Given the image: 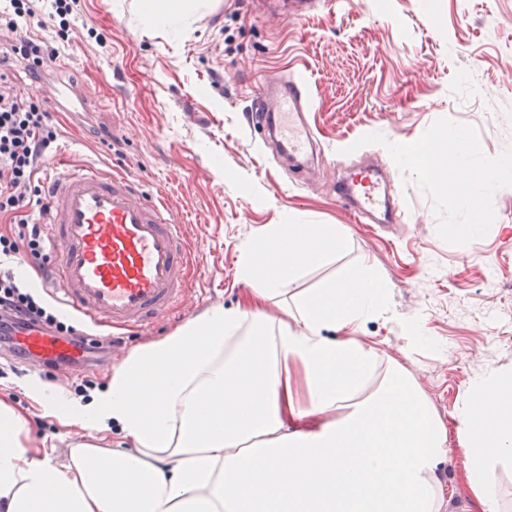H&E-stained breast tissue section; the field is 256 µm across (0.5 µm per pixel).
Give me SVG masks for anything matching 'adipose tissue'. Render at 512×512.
<instances>
[{
  "label": "adipose tissue",
  "instance_id": "adipose-tissue-1",
  "mask_svg": "<svg viewBox=\"0 0 512 512\" xmlns=\"http://www.w3.org/2000/svg\"><path fill=\"white\" fill-rule=\"evenodd\" d=\"M199 8L138 0L136 14L176 37ZM467 156L429 152L424 169H447L464 200L471 182L493 189L498 165L475 174ZM344 242L333 224L273 225L240 253L242 304L139 345L90 401L36 389L49 415L84 434L65 460L0 397V512H439L447 429L414 375L355 334L386 310L384 282L360 266L289 292ZM285 296L292 306L268 316ZM461 423L470 484L482 512H499L492 470L512 464V382L477 380ZM114 426L124 447L111 445Z\"/></svg>",
  "mask_w": 512,
  "mask_h": 512
}]
</instances>
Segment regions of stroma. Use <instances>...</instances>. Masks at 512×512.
Listing matches in <instances>:
<instances>
[{
  "label": "stroma",
  "instance_id": "35a3bbf8",
  "mask_svg": "<svg viewBox=\"0 0 512 512\" xmlns=\"http://www.w3.org/2000/svg\"><path fill=\"white\" fill-rule=\"evenodd\" d=\"M130 2L82 0L73 41L39 81L9 63L0 73L45 102L69 76L82 79L83 110L54 118L57 155L125 173L161 199L195 250L189 291L81 370L16 363L0 395L45 420L33 435L63 451L76 435L46 414L34 387L101 388L137 345L243 299L235 269L245 241L274 224H333L347 233L342 252L303 269L294 291L360 264L381 277L389 311L359 334L414 374L448 430L444 512H480L460 411L475 380L512 376V182L470 204L421 160L429 146L447 155L444 134L456 131L471 147L470 169L512 161V0H434L430 9L423 0H318L296 21L294 0H217L179 39L142 29ZM294 72L314 99L319 149L308 173L290 170L247 121L261 84ZM364 156L386 169L407 223H357L337 196L344 165ZM416 326L427 344L412 342Z\"/></svg>",
  "mask_w": 512,
  "mask_h": 512
}]
</instances>
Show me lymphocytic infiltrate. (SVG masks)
I'll return each mask as SVG.
<instances>
[{
	"mask_svg": "<svg viewBox=\"0 0 512 512\" xmlns=\"http://www.w3.org/2000/svg\"><path fill=\"white\" fill-rule=\"evenodd\" d=\"M81 0H8L0 8V30L14 40L0 46V61L20 60L31 80H39L44 65L70 42L71 18ZM52 26L56 39L28 35V28ZM58 133L51 116L33 94L14 93L0 74V216H9L13 234H0V344L11 345L18 327H41L66 338H79L77 325L22 277L24 267L44 263L45 227L29 221L32 198L43 195L38 179L56 147Z\"/></svg>",
	"mask_w": 512,
	"mask_h": 512,
	"instance_id": "lymphocytic-infiltrate-1",
	"label": "lymphocytic infiltrate"
}]
</instances>
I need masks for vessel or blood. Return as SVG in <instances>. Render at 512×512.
<instances>
[{"mask_svg": "<svg viewBox=\"0 0 512 512\" xmlns=\"http://www.w3.org/2000/svg\"><path fill=\"white\" fill-rule=\"evenodd\" d=\"M313 109L307 82L291 76L264 85L251 102L248 123L267 133L297 168L313 157L315 138L307 121ZM48 187V239L54 254L50 291L75 315L116 329L142 327L164 318L188 291L190 248L182 225L161 202L143 194L125 174L95 167L52 165ZM353 213L371 220L387 209L404 223L399 204H387L374 169L336 183ZM15 340L36 364L71 359L80 369L83 349L39 328L16 331Z\"/></svg>", "mask_w": 512, "mask_h": 512, "instance_id": "b4317fda", "label": "vessel or blood"}]
</instances>
